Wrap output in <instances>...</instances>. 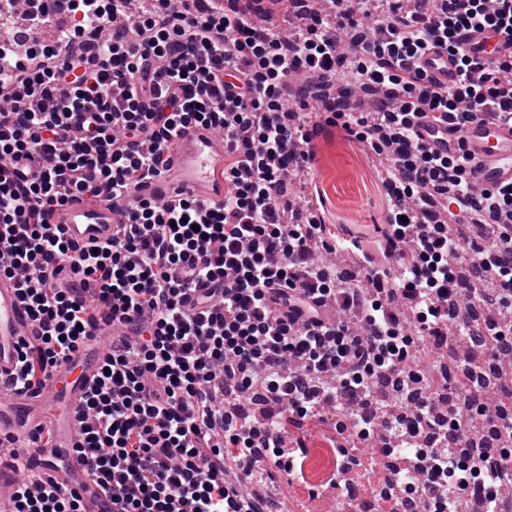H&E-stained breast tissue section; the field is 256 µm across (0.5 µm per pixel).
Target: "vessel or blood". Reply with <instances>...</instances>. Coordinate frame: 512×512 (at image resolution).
<instances>
[{"mask_svg": "<svg viewBox=\"0 0 512 512\" xmlns=\"http://www.w3.org/2000/svg\"><path fill=\"white\" fill-rule=\"evenodd\" d=\"M462 41L469 53L479 58L493 48L503 56L512 54V37L496 35L485 28L465 32ZM416 65L424 76L444 85H454L458 78L451 58L440 48L427 52ZM417 129L421 142L434 151H461L472 181L479 186L494 190L512 184V121L485 118L455 131L424 117L419 119ZM141 192L160 201L184 194L205 204L223 202V135L202 127L182 132L168 169L147 180ZM50 221L61 225L71 243L82 247L110 241L119 216L111 204L75 199L54 208ZM91 332L95 359L79 362L76 376H69L63 369L37 391L15 392L0 400V438L15 442L14 454L0 457V512H13L15 481L22 470L30 467L45 473L61 492H79L86 512H109L110 503L86 477L76 457H69L66 467L57 464V449L72 447L80 438L75 416L52 419L45 413L46 407L61 398L67 399L70 407L79 405L98 373L97 361L105 358L111 338L121 335L122 330L119 324L100 320ZM31 333L26 305L14 280L0 277V384L10 380L19 360L21 341ZM38 426L55 437V447L39 448L30 443L29 436Z\"/></svg>", "mask_w": 512, "mask_h": 512, "instance_id": "vessel-or-blood-1", "label": "vessel or blood"}]
</instances>
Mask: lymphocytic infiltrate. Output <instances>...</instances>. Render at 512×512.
<instances>
[{"label": "lymphocytic infiltrate", "instance_id": "f902f5d3", "mask_svg": "<svg viewBox=\"0 0 512 512\" xmlns=\"http://www.w3.org/2000/svg\"><path fill=\"white\" fill-rule=\"evenodd\" d=\"M81 0L85 24L64 47L0 46V276L29 304L33 333L9 387L40 386L87 345L96 315L122 323L104 372L78 407L73 453L112 512H258L243 487L299 453L246 423L238 398L263 391L284 413L312 419L331 403L383 417L382 445L407 416L430 417L429 391L403 407L374 379L405 380L418 339L453 329L472 360L512 351V184L477 190L463 158L420 144L416 116L463 129L512 117V56L474 59L459 36H512V0ZM445 48L451 87L426 81L416 59ZM224 136V201L139 194L161 175L180 131ZM338 127L387 157L382 240L341 238L306 176L313 141ZM77 195L118 206L111 242L79 248L49 214ZM484 235L471 259L448 222ZM349 253L357 284L316 261ZM76 277L62 281L64 270ZM335 319L324 317L327 303ZM421 436L412 469L390 468L422 512H457L472 482L497 512L512 488V451L479 399ZM246 461L236 479L226 461ZM14 512H85L35 470Z\"/></svg>", "mask_w": 512, "mask_h": 512}]
</instances>
